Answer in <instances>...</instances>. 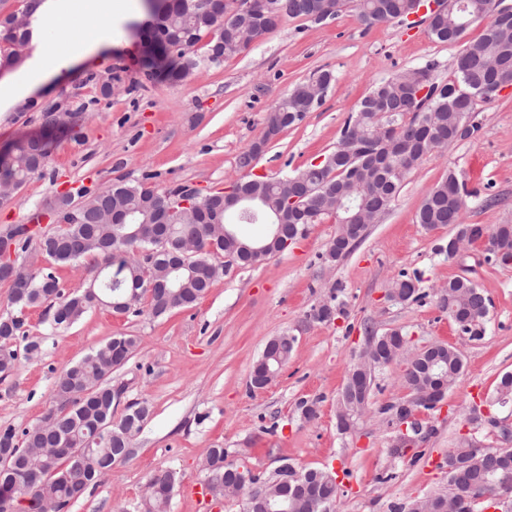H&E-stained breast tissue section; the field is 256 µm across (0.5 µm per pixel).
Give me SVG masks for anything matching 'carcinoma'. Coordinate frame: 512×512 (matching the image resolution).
I'll use <instances>...</instances> for the list:
<instances>
[{"mask_svg":"<svg viewBox=\"0 0 512 512\" xmlns=\"http://www.w3.org/2000/svg\"><path fill=\"white\" fill-rule=\"evenodd\" d=\"M255 10L251 25L228 31L225 25L227 0H148L150 19L140 28L142 36H152L155 50L143 57L149 75L169 81L188 79L201 67L219 66L224 58L238 54L235 45L253 35L263 37L273 32L285 18H303L320 23L323 16L334 19L341 8L353 3L359 20L367 27L408 20L429 0H252ZM457 11L430 10L425 21L432 36L440 42L459 44L453 79L446 83L432 77L433 65L420 69L424 79L413 82L412 71L397 73L375 86L351 111L333 153L344 159L331 167L309 164L288 178H266L252 173L258 161L256 142L248 144L238 156V167L245 171L241 188L255 196L271 223L282 224L281 238L274 249L284 251L304 237L310 225L327 218L336 220V231L348 240L329 242L325 261L335 263L349 255L364 239L368 225L379 221L389 210L405 176L421 160L443 151L449 145L471 138L478 131L475 112L498 100L500 93L512 87V6L497 14L487 10L489 0H453ZM481 23L483 33L476 40L463 41L467 26ZM209 35L205 55L193 48ZM319 101L312 98L309 83L296 85L271 108L266 118L263 143H268L284 129L301 122ZM73 127H56L43 117L42 132L0 147V186L24 184L43 172L58 135ZM309 202L301 214L285 206L289 193ZM188 197L196 204V216L188 219L174 211L166 214L171 201ZM479 197L466 189L454 171L437 183L424 198L416 216L427 230L448 226V241L437 251L452 260L457 257L458 241L472 244L485 239L484 260L488 263H512V224H499L485 231L477 224L463 222L467 199ZM57 223L60 228L49 234H35L14 224L5 238L14 245L18 264L26 261L31 246H36L48 266L34 272L24 289L11 282V271L0 263V284L9 288V303L14 310L0 315V375L7 376L14 367L17 353L13 342L24 336L23 311L46 305L52 311V325L68 327L94 307H105L115 314L153 318L189 306L205 296L217 276L210 275L215 260L224 261L225 269L246 268L245 260L234 243L250 247L271 242L263 234L247 233L261 225L260 217L241 213V208L224 209V195L214 192L194 196L185 191H159L118 179L97 193L81 188L60 195ZM234 240H224L226 220ZM142 224H157V237L148 240L134 235ZM187 242L196 251L184 256ZM92 258L89 276L80 285L64 291L53 269ZM420 278L406 271L393 279L388 297L401 302L422 298ZM440 307L471 339L483 336L489 313V299L471 280L457 277L437 293ZM345 313L344 303L333 294L312 307L306 317L326 323ZM372 346L379 352L374 369L387 365L389 357L400 358V329L371 333ZM296 337L270 345L259 358L261 366L273 375L288 363ZM137 339L118 335L100 345L78 362L65 366L54 382L56 405L38 423L17 433L12 428L0 430V512H15L17 497L27 501V512H42L50 503L56 512L68 509L112 473L116 464L133 454L134 437L149 416L145 402L132 401L119 420L114 408L123 389L112 387L113 370L134 355ZM437 363L425 358L408 364L400 376L408 393L437 382L452 387L464 369L462 353L449 346L436 353ZM496 403L512 404V374L502 377L496 390ZM205 486L215 496L224 495V478L234 476L239 465L227 460L222 448L210 449L205 462ZM243 495L254 487L267 489L283 484L298 490L300 497L291 503V512H311L314 497L334 504L338 487L329 483L322 468H298L282 464L272 478L263 479L249 470ZM176 483V474L168 471L152 476L142 504L144 512H167ZM497 491L512 492V452L498 456L475 455L468 442L448 449V489L423 505L424 512H443V495L467 494L475 498Z\"/></svg>","mask_w":512,"mask_h":512,"instance_id":"obj_1","label":"carcinoma"}]
</instances>
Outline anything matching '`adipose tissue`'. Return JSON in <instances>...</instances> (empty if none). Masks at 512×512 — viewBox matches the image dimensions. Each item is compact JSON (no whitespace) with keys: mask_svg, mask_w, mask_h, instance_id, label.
I'll return each mask as SVG.
<instances>
[{"mask_svg":"<svg viewBox=\"0 0 512 512\" xmlns=\"http://www.w3.org/2000/svg\"><path fill=\"white\" fill-rule=\"evenodd\" d=\"M123 7L122 0H35L33 12L39 15L43 32H57L58 39L52 53L35 52L26 69L0 79V112L25 100L42 85L61 77L108 45L102 37L85 44L81 50H73L64 36L65 30L73 28L87 12H94L97 21L104 22Z\"/></svg>","mask_w":512,"mask_h":512,"instance_id":"adipose-tissue-1","label":"adipose tissue"}]
</instances>
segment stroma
<instances>
[{
	"label": "stroma",
	"mask_w": 512,
	"mask_h": 512,
	"mask_svg": "<svg viewBox=\"0 0 512 512\" xmlns=\"http://www.w3.org/2000/svg\"><path fill=\"white\" fill-rule=\"evenodd\" d=\"M138 18L131 11L113 15L102 28L72 30L73 45L105 33L112 45L0 114V146L38 133L48 110L82 115L55 144L44 175L32 177L0 207V232L55 205L66 184L98 191L123 178L157 190H223L241 177L237 157L261 137L270 109L297 84L331 70L336 80L322 104L273 140L254 168L258 175L286 176L332 151L350 111L381 81L431 60L438 64L437 81H448L459 50L435 40L425 22L369 28L348 7L323 24L284 19L221 65L166 82L145 71L130 31ZM105 82L111 95L101 93ZM475 119L479 133L424 157L389 211L338 263L323 258L336 233L335 220L328 219L311 225L284 252L220 275L197 303L158 319L95 308L56 330L44 307L25 310L24 332L41 349L19 354L13 371L0 378V428L36 424L54 403L62 368L111 336L127 334L138 337L139 346L112 373L113 386L124 390L114 413L145 400L150 415L133 440L131 458L70 512H137L149 477L167 470L178 477L169 512H200L185 489L203 485L202 463L212 448L225 449L229 460L264 478L286 462L333 469L342 478L336 512H392L411 498L446 491V455L463 437L512 448L497 426L501 420L512 425V410L495 402L501 377L512 373V265L487 264L478 242L457 259H445L435 249L447 240V229L429 231L416 222L424 197L452 170L468 189L498 199L491 207L469 200L466 223L487 229L512 224V87ZM403 270L420 274L422 301L388 300L389 285ZM458 276L490 301L486 330L477 340L463 336L437 303L436 289ZM334 293L345 303V316L330 324L306 321L307 311ZM370 328H399L413 346L441 342L464 357L445 407L415 412L419 440L401 455L395 452L399 430L381 408L405 395L403 362L376 371L371 408L354 431L337 428L338 396ZM285 333L297 338L288 365L266 388H252L254 363L271 338ZM304 400L316 408L309 421L299 409ZM475 403L486 416L479 425L468 420Z\"/></svg>",
	"instance_id": "1"
}]
</instances>
